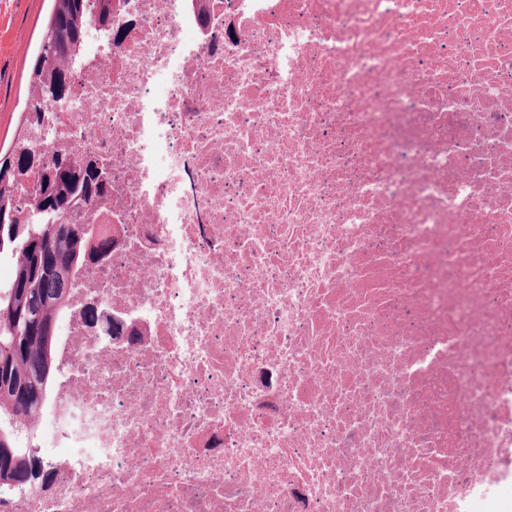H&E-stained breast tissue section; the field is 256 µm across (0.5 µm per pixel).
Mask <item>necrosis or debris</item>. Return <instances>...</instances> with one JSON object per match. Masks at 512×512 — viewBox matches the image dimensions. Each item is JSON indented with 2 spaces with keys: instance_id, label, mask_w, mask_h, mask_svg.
Instances as JSON below:
<instances>
[{
  "instance_id": "necrosis-or-debris-1",
  "label": "necrosis or debris",
  "mask_w": 512,
  "mask_h": 512,
  "mask_svg": "<svg viewBox=\"0 0 512 512\" xmlns=\"http://www.w3.org/2000/svg\"><path fill=\"white\" fill-rule=\"evenodd\" d=\"M96 155L0 512H512V0H112ZM113 333L88 334L87 306Z\"/></svg>"
}]
</instances>
